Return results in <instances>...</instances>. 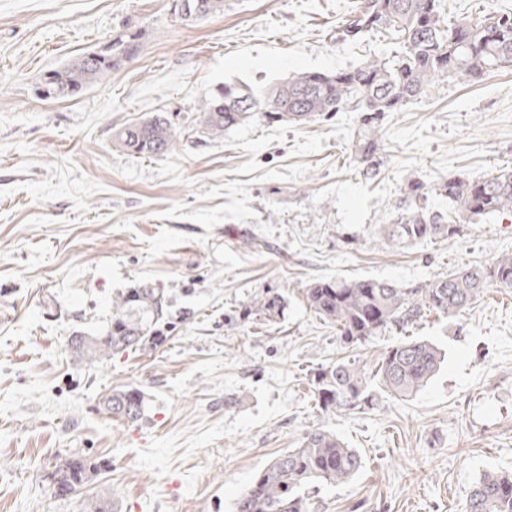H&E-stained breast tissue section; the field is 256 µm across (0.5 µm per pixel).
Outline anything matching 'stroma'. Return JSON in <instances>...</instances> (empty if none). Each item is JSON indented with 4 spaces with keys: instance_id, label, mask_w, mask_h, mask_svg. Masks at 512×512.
Segmentation results:
<instances>
[{
    "instance_id": "stroma-1",
    "label": "stroma",
    "mask_w": 512,
    "mask_h": 512,
    "mask_svg": "<svg viewBox=\"0 0 512 512\" xmlns=\"http://www.w3.org/2000/svg\"><path fill=\"white\" fill-rule=\"evenodd\" d=\"M355 0H224L183 21L176 0H0V512H233L236 498L305 432L336 433L361 456L321 486L315 512H463L485 473L512 472V288L488 287L350 345L306 302L319 279L414 288L512 253V219L462 224L452 239L396 246L379 233L407 184L479 179L512 166V70L436 80L389 113L373 175L351 150L354 112L295 125L249 122L213 138L197 109L217 86H263L333 70L388 39L336 37ZM138 54L74 97L41 99L39 76L120 37ZM161 113L184 141L149 158L112 131ZM141 283L169 303L152 348L93 367L71 336L97 334L118 293ZM277 294L276 322L257 312ZM411 338L446 354L407 398L371 387L352 410L321 411L313 375L340 358L374 365ZM145 392L134 423L104 406ZM103 465L67 498L60 457Z\"/></svg>"
}]
</instances>
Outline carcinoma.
<instances>
[{
  "label": "carcinoma",
  "instance_id": "obj_1",
  "mask_svg": "<svg viewBox=\"0 0 512 512\" xmlns=\"http://www.w3.org/2000/svg\"><path fill=\"white\" fill-rule=\"evenodd\" d=\"M445 0H360L338 26L339 38L360 41L371 34L389 37L391 56H370L356 65L330 71L295 72L266 88L223 84L199 107L201 132L212 137L251 120L307 123L339 112H358L351 148L369 171L378 165L384 145L382 121L421 96L440 77L479 83L512 67V11L444 18ZM186 22L224 11V0H188ZM137 37L110 42L67 65L44 74L37 94L44 99L75 96L136 56ZM122 148L162 156L182 143L170 120L155 115L130 123L113 134ZM446 206L429 202L424 185L412 182L393 205L379 231L396 245L451 238L460 223L492 215L512 216V169L478 180L449 177L434 188ZM512 288V254L489 266H466L438 275L418 288L382 279L319 280L305 288L310 310L339 328L348 344L362 342L391 326L408 327L428 312L452 315L465 309L489 286ZM168 299L150 284L129 288L112 301L110 327L96 336L78 334L71 349L78 362L93 365L140 348L154 338ZM283 302L273 296L258 303L268 320L280 316ZM445 356L435 344L413 338L395 344L367 371L356 362L338 360L317 370L315 399L326 412L355 409L376 381L393 396L408 397L440 371ZM113 416L134 422L146 409L138 388H115L104 400ZM359 453L330 430H308L297 448L275 457L236 499L234 512H314L310 489L343 483L360 470ZM99 463L83 456L60 459L49 474L54 495L66 498L93 481ZM465 512H512V474L486 473L471 488Z\"/></svg>",
  "mask_w": 512,
  "mask_h": 512
}]
</instances>
